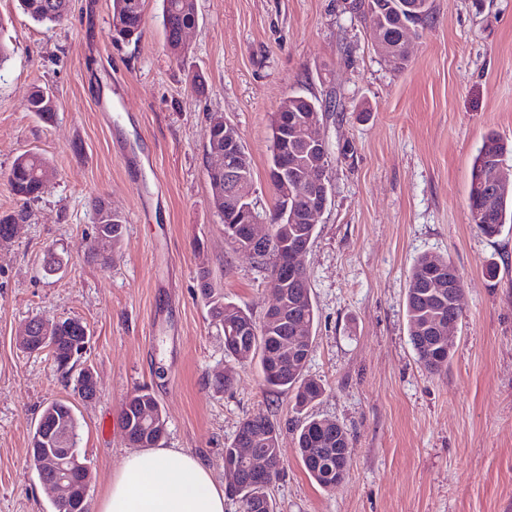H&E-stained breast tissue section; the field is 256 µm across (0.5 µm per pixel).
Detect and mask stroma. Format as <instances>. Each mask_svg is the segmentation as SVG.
I'll return each instance as SVG.
<instances>
[{
	"instance_id": "1",
	"label": "stroma",
	"mask_w": 512,
	"mask_h": 512,
	"mask_svg": "<svg viewBox=\"0 0 512 512\" xmlns=\"http://www.w3.org/2000/svg\"><path fill=\"white\" fill-rule=\"evenodd\" d=\"M188 50L173 57L162 0H145L140 38L111 39L112 0H71L49 28L18 0H0V214L18 206L5 174L20 152L45 156L53 178L33 216L0 243V512H53L27 457L43 407L73 383L48 353L22 350L27 320L79 319L82 366L98 395L76 401L92 469L89 512L134 447L121 407L146 386L167 421L165 447L195 453L227 483L224 448L254 413L280 429L276 512H512V227L493 239L469 220L477 150L489 133L512 145V0H436V20L390 69L370 21L341 0H195ZM54 113L29 112L35 86ZM289 94L335 99L325 113L331 194L304 257L316 312L306 376L323 397L298 411L267 390L258 361L233 362L198 294L205 269L227 300L263 318L266 273L234 251L210 204L209 121L244 138L254 198L270 209L271 118ZM117 110L102 118L98 98ZM151 164L128 170L115 138ZM126 219L106 264L87 256L94 202ZM450 258L463 279L454 357L441 373L417 362L404 295L415 259ZM60 270L47 274V255ZM233 366L235 381L214 377ZM338 422L352 447L345 479L309 477L292 430L304 417Z\"/></svg>"
}]
</instances>
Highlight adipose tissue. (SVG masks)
<instances>
[{"label":"adipose tissue","instance_id":"ef3b65f1","mask_svg":"<svg viewBox=\"0 0 512 512\" xmlns=\"http://www.w3.org/2000/svg\"><path fill=\"white\" fill-rule=\"evenodd\" d=\"M98 512H224V489L196 455L144 448L124 459Z\"/></svg>","mask_w":512,"mask_h":512}]
</instances>
